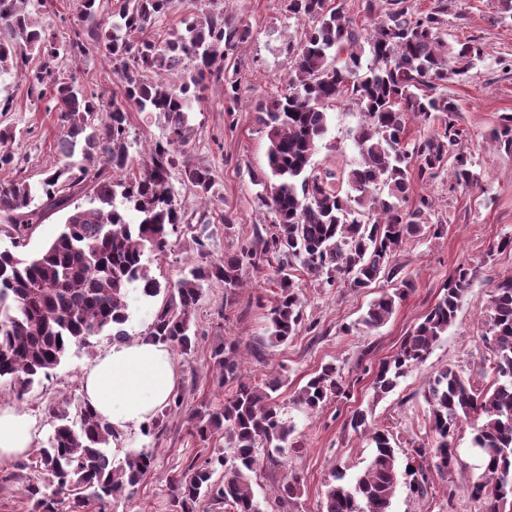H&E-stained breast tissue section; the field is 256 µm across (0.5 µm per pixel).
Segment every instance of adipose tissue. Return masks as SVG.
Masks as SVG:
<instances>
[{
    "label": "adipose tissue",
    "instance_id": "1",
    "mask_svg": "<svg viewBox=\"0 0 512 512\" xmlns=\"http://www.w3.org/2000/svg\"><path fill=\"white\" fill-rule=\"evenodd\" d=\"M84 400L117 433L146 424L173 394L177 373L170 347L148 339L114 344L84 373ZM35 422L22 409L0 407V459L25 456Z\"/></svg>",
    "mask_w": 512,
    "mask_h": 512
}]
</instances>
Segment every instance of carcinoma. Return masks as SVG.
<instances>
[{
	"label": "carcinoma",
	"mask_w": 512,
	"mask_h": 512,
	"mask_svg": "<svg viewBox=\"0 0 512 512\" xmlns=\"http://www.w3.org/2000/svg\"><path fill=\"white\" fill-rule=\"evenodd\" d=\"M387 2L390 8L377 17L366 37L341 0H287L291 17L309 23V29L302 40L284 42L290 69L285 88L255 105L268 139L269 173L259 181L263 190L256 195L258 207L271 214L268 236L244 241L219 260L208 258L206 244L198 240L200 260L183 278L163 287L149 275L145 254L164 255L185 223L171 172L180 170L183 182L203 197L214 185L210 169L192 163L183 151L192 132V102L202 98L210 81L222 79L225 103H238L236 52L251 39L252 29L231 23L224 11L214 9L196 15L185 31L174 29L155 39L147 37V29L169 13L173 0H121L108 15L101 0H71L82 31L59 41L43 21L46 0H0V73H15L37 98L47 99L46 110L57 114L64 157L82 154V163L52 167L37 184L0 181V216L8 220L0 231L16 248L29 238L39 215L38 200L70 208L61 233L39 254L22 258L11 250L0 251V378L14 380L22 394L60 365L71 347L88 346L105 331L113 341H125L126 298L135 283L147 297L164 294L147 338L189 356L197 346L194 315L204 285L219 281L230 290L240 288L247 269L264 260H276L280 291L270 310L267 340L271 346L286 344L303 327L295 271L330 287L343 282L361 290L400 274L396 256L408 240L429 230L440 236L442 225L430 222L433 201L427 195L413 196L414 183L431 182L449 167L451 188H471L478 175L470 156L453 150L467 136L457 122V105L433 90L465 75L484 50L473 40L454 46L443 37L448 0H437L433 10L420 13L410 11L406 0ZM89 41L123 75L124 102L88 93L57 70L56 61L87 55ZM33 56L43 62L29 69ZM187 59L193 68L186 73ZM164 73L180 75V82H167ZM342 96L364 114L355 138L359 158L349 169L321 176L311 158L328 129L327 105ZM130 106L156 112L166 123L165 136L155 141L137 171L128 139ZM411 119L427 128L414 140L407 137ZM494 141L512 151L511 115ZM119 172L126 176L116 181L113 175ZM88 179L96 185L90 206L70 207L67 191ZM379 185L387 189L386 196L373 193ZM473 275V269L459 265L448 276L439 300L373 373L374 397L393 391L400 378L425 362L453 325ZM409 286L402 279L399 287L382 292L353 328L372 331L383 326ZM484 322L495 387H481L452 365L435 376L428 390L433 441L410 449L409 488L423 498L431 476H445L462 466L455 431L464 421L479 420L473 447L480 451L483 472L468 492L486 501L487 512H505L506 505L512 506L511 276L493 286ZM235 351L230 343L213 354L221 375L237 380L235 394L217 411L187 418L192 433L204 441L224 430V447L182 471L175 482L176 512H196L204 496L228 512H264L251 487L259 457L275 468L284 466L280 453L291 429L271 396L277 385L243 380ZM343 392L339 370L328 363L299 389L294 401L315 411ZM183 406V393L174 392L143 433L162 435L163 417ZM76 412L78 420L73 421L56 403L44 408L53 431L47 445L38 449L37 473L25 486L31 512H60L64 503L68 512H83L92 501L105 512L109 499L132 496L153 468L151 450L115 464L108 451L115 436L112 425L85 402ZM369 415L358 408L347 425L355 433L370 434L374 452L349 479L342 472L331 473L322 512H391L398 484L396 442L389 430L371 426ZM220 470L222 478H214ZM73 487L84 494L67 503L61 494ZM299 491L298 478L283 477L274 489L278 512H288Z\"/></svg>",
	"instance_id": "1"
}]
</instances>
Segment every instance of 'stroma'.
Here are the masks:
<instances>
[{"label": "stroma", "instance_id": "35a3bbf8", "mask_svg": "<svg viewBox=\"0 0 512 512\" xmlns=\"http://www.w3.org/2000/svg\"><path fill=\"white\" fill-rule=\"evenodd\" d=\"M226 18L249 25L251 39L239 48L241 97L235 111H228L224 87L213 84L195 103L189 114L193 128L185 151L192 163L210 168L215 188L203 199L191 186L173 173L172 183L185 211L186 222L169 250L148 262L151 275L160 282H175L186 267L198 259L197 242H204L211 258L234 251L241 240L253 239L270 223L268 213L257 207L260 187L254 182L267 169L268 140L256 119L255 104L283 87L289 64L282 50L288 38L299 37L301 24L290 18L284 0H219ZM501 0H448L445 33L448 42L472 39L485 51L482 63L468 75L448 81L444 92L458 106L457 120L467 131L463 148L479 176L477 186L449 189L447 177L418 183L414 194L431 196L435 202L433 221L442 223L440 237H420L404 244L397 261L401 278L412 287L389 321L369 333L353 325L372 299L393 289L386 279L371 288L355 292L346 288L322 286L307 275L297 282L302 300L304 330L291 342L268 348L263 359H255L251 349L267 336L269 311L277 300V275L273 268L261 266L248 271L243 288L227 291L222 283L204 286L195 312L198 344L194 354L175 356L178 388L190 409L211 411L232 397L236 382L222 380L213 365L211 352L222 342H238L235 354L243 378L265 382L281 380L273 397L283 419L294 431L284 452L287 472L271 471L261 464L252 483L256 499L271 501V491L283 474L298 476L300 494L293 512H321L325 482L332 470L356 474L370 459L373 446L354 434L347 420L356 408H370L372 422L392 431L399 448L398 462L406 464L407 451L431 439L427 395L433 377L444 366L453 364L472 374L482 387L493 383L483 367L490 351L484 338L483 313L493 284L512 275V248L498 249V242L512 238V153L499 150L491 140L492 131L505 115H512V16H502ZM58 68L74 77L89 92L122 101L124 85L113 74L112 65L100 50L87 56L60 60ZM10 98L12 108L0 112V128L10 126L16 138L8 145L18 164L0 170V180L24 179L38 183L47 169L61 158L57 148L59 134L55 113L45 102L27 92L24 81L15 74L0 75V99ZM329 127L312 157L315 172L339 170L357 157L354 138L362 123L356 104L345 98L330 103ZM165 134L162 116L131 112L130 156L133 165L145 158L146 146ZM232 211L236 221L225 228L218 216ZM461 264L474 270L468 293L462 298L457 317L447 333L434 345L428 359L401 378L397 387L374 399L369 372L399 348L422 317L437 302L449 274ZM161 297H143L130 288L127 297L128 319L124 325L129 339L145 337ZM113 345L111 336L100 335L90 346L72 347L61 364L19 392L13 381H0V406H16L35 417L38 434L35 446L45 445L52 425L43 409L48 403L77 406L82 400L81 378L85 369ZM336 364L349 389L348 397H331L316 411L306 410L293 396L322 366ZM475 422L463 423L456 446L463 461L448 477H435L426 497L409 489V476L399 473L392 512H486L482 501L470 497L467 487L483 471L482 460L471 448ZM223 433L208 440L189 434L184 415L165 420L161 437L143 435L135 428L124 433L113 460L144 448L153 449L155 463L132 497L110 500L105 507L90 504L88 512H173L172 480L193 461H203L213 449L223 447ZM455 485L456 496L447 499V485Z\"/></svg>", "mask_w": 512, "mask_h": 512}]
</instances>
